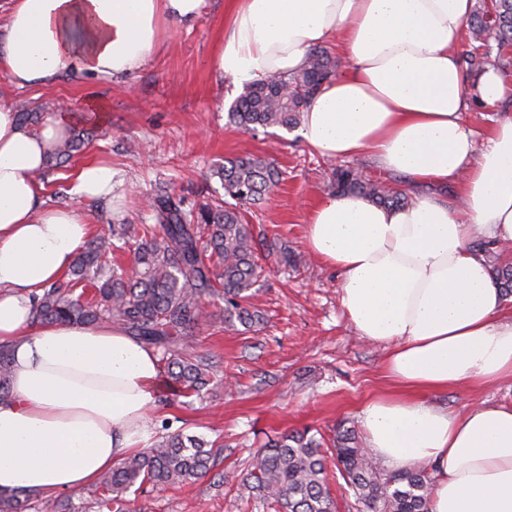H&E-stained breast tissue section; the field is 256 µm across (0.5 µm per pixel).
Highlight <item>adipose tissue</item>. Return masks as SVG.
Listing matches in <instances>:
<instances>
[{"label":"adipose tissue","instance_id":"adipose-tissue-1","mask_svg":"<svg viewBox=\"0 0 512 512\" xmlns=\"http://www.w3.org/2000/svg\"><path fill=\"white\" fill-rule=\"evenodd\" d=\"M203 0H9L0 16V74L18 88L70 71L100 81L134 72ZM473 0H230L215 68L253 82L302 68L335 44L346 72L321 87L297 129L331 161L369 157L405 177L406 207L329 194L306 213V245L340 274L348 323L383 346L395 392L358 419L367 451L396 467L432 469L430 512H512V404L451 411L424 396L512 376V309L479 240L512 242V119L484 145L464 122L473 103L511 94L492 66L471 73L455 47ZM83 23L73 39L70 27ZM73 125L39 129L0 104V343L13 354L0 398V490L42 495L96 482L149 448L160 370L154 350L117 324H40L33 300L59 282L93 234L78 209L49 206L35 177ZM109 165L84 164L70 188L112 197Z\"/></svg>","mask_w":512,"mask_h":512}]
</instances>
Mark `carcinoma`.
Listing matches in <instances>:
<instances>
[{"mask_svg": "<svg viewBox=\"0 0 512 512\" xmlns=\"http://www.w3.org/2000/svg\"><path fill=\"white\" fill-rule=\"evenodd\" d=\"M469 50L462 55L469 71L486 66L512 74V0H476L466 20ZM339 60L326 50L309 53L299 71L248 83L231 104L229 122L248 131L291 129L322 85L336 77ZM77 135L60 142L52 160L66 162L80 146ZM224 199L190 201L159 189L150 200L152 224L142 225L134 250L136 278L112 266L118 242L129 239L127 224H110L73 260L68 280L52 285L34 303L40 323L121 325L160 354L159 402L189 406L220 382L219 362L194 342L196 330L216 324L245 328L263 322L251 302L257 293V241L245 206L269 197L281 172L258 156L228 160L215 171ZM336 193H356L375 203L399 208L407 192L373 177L363 166L333 172ZM476 250L490 267L493 284L512 296V264L498 262L505 249L478 241ZM278 263L296 266L298 255L282 245H268ZM13 357L0 345V396L7 393ZM148 450L128 456L94 483L95 512H126L129 495L152 488L193 483L216 466V442L169 431ZM334 466L353 492L359 512H429L430 478L424 467L385 473L376 466L351 430L338 431ZM324 438L308 430L287 432L256 453L253 470L241 481L249 492L277 505L281 512H336L328 486ZM39 495L24 489L0 491V512H40Z\"/></svg>", "mask_w": 512, "mask_h": 512, "instance_id": "obj_1", "label": "carcinoma"}]
</instances>
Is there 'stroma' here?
Instances as JSON below:
<instances>
[{
    "label": "stroma",
    "mask_w": 512,
    "mask_h": 512,
    "mask_svg": "<svg viewBox=\"0 0 512 512\" xmlns=\"http://www.w3.org/2000/svg\"><path fill=\"white\" fill-rule=\"evenodd\" d=\"M227 0H204L199 17L177 26L160 54L143 68L113 80L69 73L51 86L13 87L0 76V102L43 117L59 109L79 116L88 99L107 107L104 121H79L86 138L73 157L48 171L46 199L77 206L94 228L146 224L148 200L157 188L205 201L219 190L212 174L224 160L256 155L273 160L283 174L275 196L250 206L255 235L304 254L295 267L262 263L253 302L265 321L234 331L202 326L201 349L217 355L224 387L191 407H156V420H179L189 433L221 445V467L243 478L255 451L281 433L310 427L331 437L338 426L359 429L357 411L369 398L389 392L383 352L358 336L343 313L337 273L305 245V214L331 192L334 162L307 147L294 131L247 133L230 125L227 112L242 82L213 65L224 29ZM139 151H129V143ZM111 164L113 200L79 202L70 193L77 169L90 160ZM436 406L462 410L486 400L512 402V379L485 389L451 388L430 395ZM130 512H274L248 491L216 486L213 477L140 495Z\"/></svg>",
    "instance_id": "obj_1"
}]
</instances>
